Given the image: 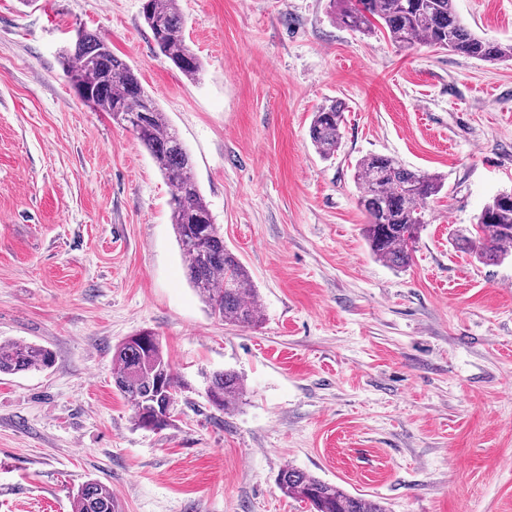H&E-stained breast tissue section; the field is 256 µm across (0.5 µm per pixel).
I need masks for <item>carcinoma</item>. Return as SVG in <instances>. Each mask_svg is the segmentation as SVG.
I'll return each instance as SVG.
<instances>
[{
  "instance_id": "carcinoma-1",
  "label": "carcinoma",
  "mask_w": 512,
  "mask_h": 512,
  "mask_svg": "<svg viewBox=\"0 0 512 512\" xmlns=\"http://www.w3.org/2000/svg\"><path fill=\"white\" fill-rule=\"evenodd\" d=\"M332 15L341 25L363 35L380 34L400 50L421 45L495 63L512 60V42L489 41L460 18L454 0H331ZM145 24L162 56L186 78L200 74L199 57L186 44L184 19L177 0H145ZM65 77L80 98L131 126L171 188L170 220L187 270L190 286L209 314L226 324L257 327L262 323L260 301L245 266L224 246V233L214 224L194 174L190 153L169 124L134 69L98 34L82 30L81 38L61 52ZM342 104L330 100L314 113L309 138L324 159L341 144ZM356 182L362 192L359 207L367 222L363 235L372 255L397 268L409 265L425 224L428 204L439 199L444 178L410 170L395 158L369 154L357 160ZM457 248L478 262L494 265L512 254V192L494 195L475 222L455 235ZM53 352L41 345L0 341V374L43 370L53 365ZM115 389L131 403L135 425L163 430L172 425L176 395L187 388L173 373L163 346L151 333L128 337L112 356ZM209 403L216 410H234L244 393L235 372H213L208 381ZM281 491L309 503L314 512H384L371 500L346 493L295 468L278 475ZM72 512H119L112 489L90 479L73 496Z\"/></svg>"
}]
</instances>
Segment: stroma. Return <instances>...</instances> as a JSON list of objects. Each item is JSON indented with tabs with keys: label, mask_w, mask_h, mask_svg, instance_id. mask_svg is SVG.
Instances as JSON below:
<instances>
[{
	"label": "stroma",
	"mask_w": 512,
	"mask_h": 512,
	"mask_svg": "<svg viewBox=\"0 0 512 512\" xmlns=\"http://www.w3.org/2000/svg\"><path fill=\"white\" fill-rule=\"evenodd\" d=\"M202 62L161 56L142 0H0V341L51 349L0 375V512H71L90 479L122 512H310L292 467L386 512H512V256L456 249L512 190V61L395 48L330 0H179ZM478 35L512 42V0H455ZM104 37L178 131L261 326L211 317L170 224V187L134 133L82 101L60 51ZM346 106L320 158L313 112ZM442 175L412 261L371 253L357 159ZM150 332L188 388L175 423L135 426L112 351ZM217 370L237 409H212ZM211 389L209 403L216 410L228 413L239 404L243 393L244 383L234 371L222 370L213 372L208 381Z\"/></svg>",
	"instance_id": "35a3bbf8"
}]
</instances>
